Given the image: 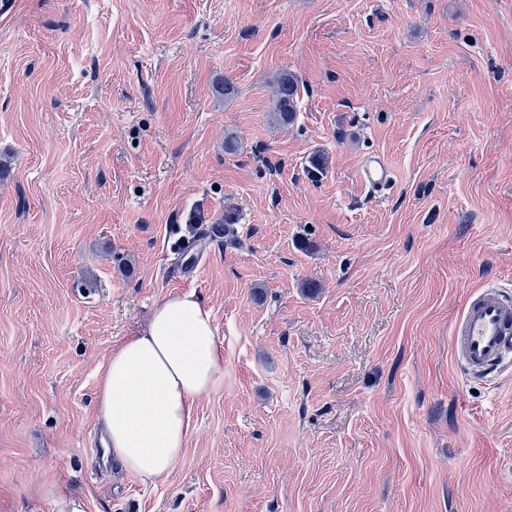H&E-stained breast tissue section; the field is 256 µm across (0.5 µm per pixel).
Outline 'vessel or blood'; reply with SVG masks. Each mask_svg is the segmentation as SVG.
<instances>
[{"label": "vessel or blood", "instance_id": "b4317fda", "mask_svg": "<svg viewBox=\"0 0 512 512\" xmlns=\"http://www.w3.org/2000/svg\"><path fill=\"white\" fill-rule=\"evenodd\" d=\"M357 178L370 191L390 187L393 172L385 157L374 154L363 159ZM453 345L459 362L475 378L499 371L512 361V295L484 287L469 298L455 325Z\"/></svg>", "mask_w": 512, "mask_h": 512}]
</instances>
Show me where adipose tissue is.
I'll list each match as a JSON object with an SVG mask.
<instances>
[{
    "instance_id": "1",
    "label": "adipose tissue",
    "mask_w": 512,
    "mask_h": 512,
    "mask_svg": "<svg viewBox=\"0 0 512 512\" xmlns=\"http://www.w3.org/2000/svg\"><path fill=\"white\" fill-rule=\"evenodd\" d=\"M222 368L217 327L202 298L189 290L159 301L98 378L95 404L111 457L145 484L165 480L187 444L198 400Z\"/></svg>"
}]
</instances>
